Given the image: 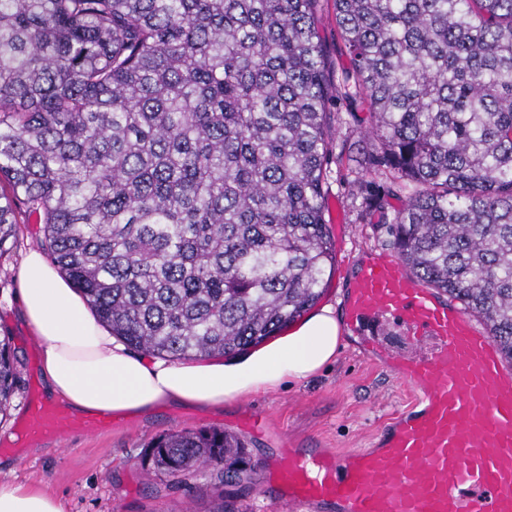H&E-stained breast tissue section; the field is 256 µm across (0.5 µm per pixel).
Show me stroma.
<instances>
[{"label":"stroma","instance_id":"obj_1","mask_svg":"<svg viewBox=\"0 0 512 512\" xmlns=\"http://www.w3.org/2000/svg\"><path fill=\"white\" fill-rule=\"evenodd\" d=\"M317 32L329 69L349 66L336 30L333 0H317ZM329 227L336 238V269L323 302L342 306L346 285L362 259L382 250L375 225L359 220L336 178L324 186ZM40 225L19 227L16 253L0 258V334H7L19 360L25 400L42 397L38 373L40 342L24 322L18 297L23 258L40 248ZM411 401L409 388L385 367L368 361L354 335L341 343L336 359L317 375L285 383L278 390L250 394L215 409L160 407L137 417H114L110 430L73 432L37 441L20 440L25 408L16 406L0 426V483L15 480L40 487L60 499L65 512H187L204 503L183 486L155 489L142 465L145 446L176 431L216 428L237 435L254 461L271 460L281 448L371 447L384 422ZM16 441H9V434Z\"/></svg>","mask_w":512,"mask_h":512}]
</instances>
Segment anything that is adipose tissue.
<instances>
[{"instance_id": "ef3b65f1", "label": "adipose tissue", "mask_w": 512, "mask_h": 512, "mask_svg": "<svg viewBox=\"0 0 512 512\" xmlns=\"http://www.w3.org/2000/svg\"><path fill=\"white\" fill-rule=\"evenodd\" d=\"M19 299L42 347L45 394L79 414L135 418L160 406L218 408L318 374L335 360L342 341L336 309L325 304L283 334L225 358L172 363L136 354L96 322L84 298L39 250L23 259ZM0 512L64 507L47 491L0 483Z\"/></svg>"}]
</instances>
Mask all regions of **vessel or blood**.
I'll list each match as a JSON object with an SVG mask.
<instances>
[{"label":"vessel or blood","mask_w":512,"mask_h":512,"mask_svg":"<svg viewBox=\"0 0 512 512\" xmlns=\"http://www.w3.org/2000/svg\"><path fill=\"white\" fill-rule=\"evenodd\" d=\"M344 320L367 357L411 389V404L373 447L348 454L288 448L263 467L278 494L270 512H512V363L456 300L425 287L393 255L371 253L349 283ZM391 321L410 343L373 334ZM108 414L76 416L36 399L26 437L111 429Z\"/></svg>","instance_id":"obj_1"}]
</instances>
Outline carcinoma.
<instances>
[{"label": "carcinoma", "mask_w": 512, "mask_h": 512, "mask_svg": "<svg viewBox=\"0 0 512 512\" xmlns=\"http://www.w3.org/2000/svg\"><path fill=\"white\" fill-rule=\"evenodd\" d=\"M352 68L331 79L316 0H0V257L15 224L129 348L220 357L320 300L326 104L369 145L340 176L423 285L512 362V0H334ZM0 336V421L20 394ZM161 484L204 478L203 512H243L254 478L217 429L149 443Z\"/></svg>", "instance_id": "1"}]
</instances>
